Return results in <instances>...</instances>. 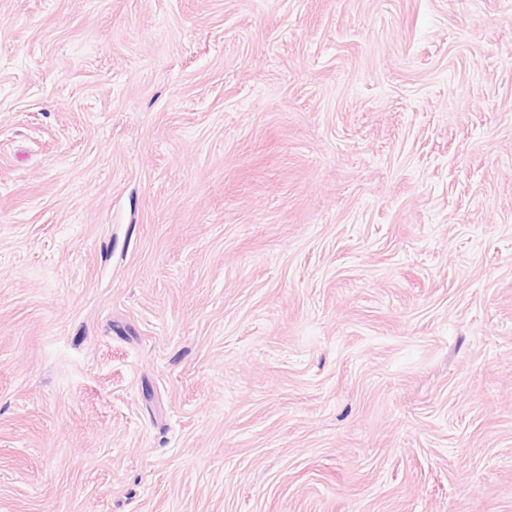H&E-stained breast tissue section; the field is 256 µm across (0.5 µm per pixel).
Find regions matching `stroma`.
I'll use <instances>...</instances> for the list:
<instances>
[{"label": "stroma", "instance_id": "35a3bbf8", "mask_svg": "<svg viewBox=\"0 0 512 512\" xmlns=\"http://www.w3.org/2000/svg\"><path fill=\"white\" fill-rule=\"evenodd\" d=\"M0 512H512V0H0Z\"/></svg>", "mask_w": 512, "mask_h": 512}]
</instances>
